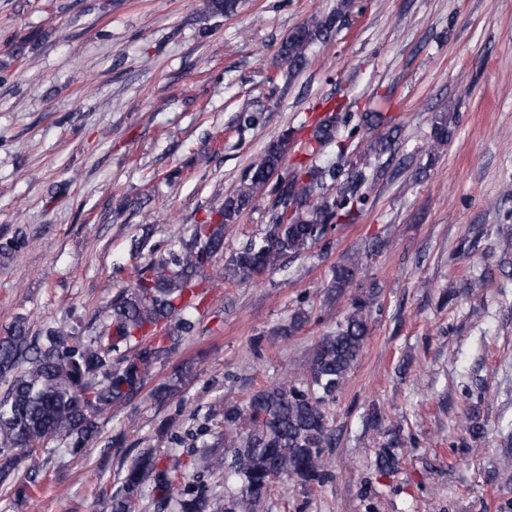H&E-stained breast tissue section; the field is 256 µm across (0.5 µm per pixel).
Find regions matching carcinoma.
<instances>
[{
	"instance_id": "obj_1",
	"label": "carcinoma",
	"mask_w": 512,
	"mask_h": 512,
	"mask_svg": "<svg viewBox=\"0 0 512 512\" xmlns=\"http://www.w3.org/2000/svg\"><path fill=\"white\" fill-rule=\"evenodd\" d=\"M238 0H207L208 11L234 14ZM345 0L325 14H314L294 27L278 48L279 57L300 71L317 42L329 40L341 23ZM341 102L328 103L315 121L308 149L315 153L337 138L347 123ZM448 115L435 116L434 147L448 143ZM296 140L283 133L251 164L240 185L224 196L209 221L192 226L189 239L151 262L135 267L132 283L112 298L101 330L86 338L60 326L30 339L26 319L0 327V483L15 477V494L28 498L46 477L48 459L41 454L46 441L60 438L70 454L84 453L100 433V419L112 407L137 397L158 365L169 361L195 322L183 316L197 310L203 297L200 277L243 283L270 271L285 257L299 256L323 240L328 230L350 217L365 201L360 189L370 178L369 154L382 144L374 139L362 162L349 170L302 162L284 171ZM278 178L268 224L261 238L234 253L224 265V230L237 224L255 194ZM152 233L150 216L131 249L143 251ZM360 259L336 265L330 288L350 287ZM372 299L356 296L336 321V328L317 341L303 381L286 376L251 392L241 405H228L221 416L225 432L196 450L191 476L181 475L176 449L149 448L126 468L120 485L99 499L98 512H134L136 502L151 498L155 512H259L275 486L285 482L306 485L328 477L325 449L334 445L326 404L336 400L351 370L362 356L370 334ZM184 372L152 389L165 401L175 395ZM399 442L380 449L376 466L389 470L397 461ZM223 474L237 488L220 492L204 477Z\"/></svg>"
}]
</instances>
